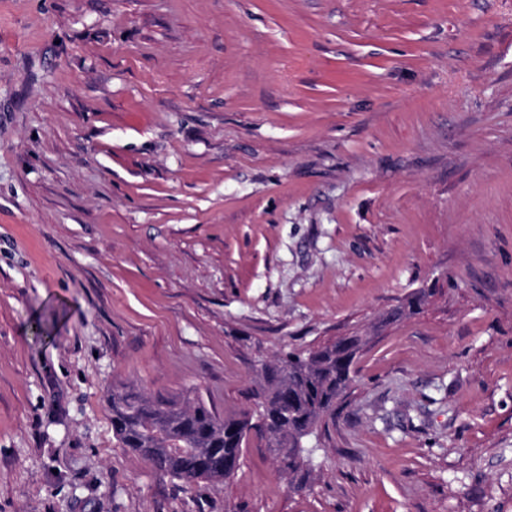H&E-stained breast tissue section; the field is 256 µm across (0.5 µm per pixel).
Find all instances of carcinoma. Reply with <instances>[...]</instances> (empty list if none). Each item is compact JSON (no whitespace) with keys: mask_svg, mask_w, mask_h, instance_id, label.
<instances>
[{"mask_svg":"<svg viewBox=\"0 0 512 512\" xmlns=\"http://www.w3.org/2000/svg\"><path fill=\"white\" fill-rule=\"evenodd\" d=\"M434 292L422 288L411 294L389 319L419 313ZM363 344L361 336H339L310 350L284 352L275 363L262 365L256 414L243 410L222 419L200 400L188 407L176 399L153 402L131 387L114 385L106 394L112 433L156 470L191 484L224 480L239 467L243 444L254 431L279 459L278 472L288 477V484H303L309 474L304 439L350 388Z\"/></svg>","mask_w":512,"mask_h":512,"instance_id":"carcinoma-1","label":"carcinoma"}]
</instances>
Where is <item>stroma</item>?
Returning <instances> with one entry per match:
<instances>
[{"label":"stroma","mask_w":512,"mask_h":512,"mask_svg":"<svg viewBox=\"0 0 512 512\" xmlns=\"http://www.w3.org/2000/svg\"><path fill=\"white\" fill-rule=\"evenodd\" d=\"M351 332L303 491L112 433ZM0 512H512V0H0ZM434 292V289L423 288L411 294L406 298L404 303H402L399 307L390 313L389 319L397 320L402 317H407L419 313L427 297L434 294Z\"/></svg>","instance_id":"1"}]
</instances>
